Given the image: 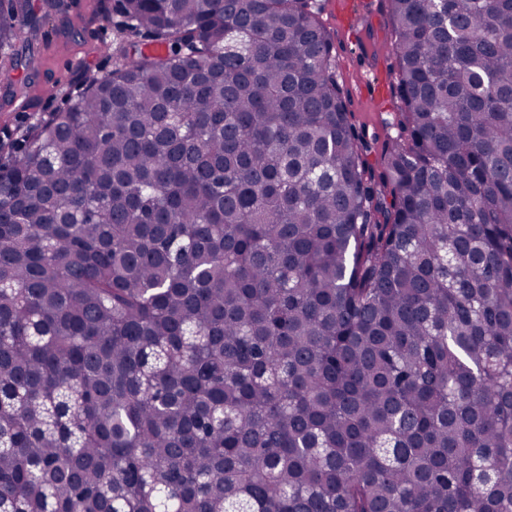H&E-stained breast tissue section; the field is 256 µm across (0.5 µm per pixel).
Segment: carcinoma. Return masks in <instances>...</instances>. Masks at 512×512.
Returning a JSON list of instances; mask_svg holds the SVG:
<instances>
[{
    "mask_svg": "<svg viewBox=\"0 0 512 512\" xmlns=\"http://www.w3.org/2000/svg\"><path fill=\"white\" fill-rule=\"evenodd\" d=\"M116 10L0 164V512H512V0H387L377 168L309 0Z\"/></svg>",
    "mask_w": 512,
    "mask_h": 512,
    "instance_id": "1",
    "label": "carcinoma"
}]
</instances>
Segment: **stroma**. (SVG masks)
<instances>
[{"mask_svg": "<svg viewBox=\"0 0 512 512\" xmlns=\"http://www.w3.org/2000/svg\"><path fill=\"white\" fill-rule=\"evenodd\" d=\"M40 17L35 37L0 50V157L14 156L27 130L65 110L83 82L112 69L116 0H63ZM333 41V71L357 129L381 150L402 103L392 90V34L384 0H316ZM34 67H26V58Z\"/></svg>", "mask_w": 512, "mask_h": 512, "instance_id": "obj_1", "label": "stroma"}]
</instances>
